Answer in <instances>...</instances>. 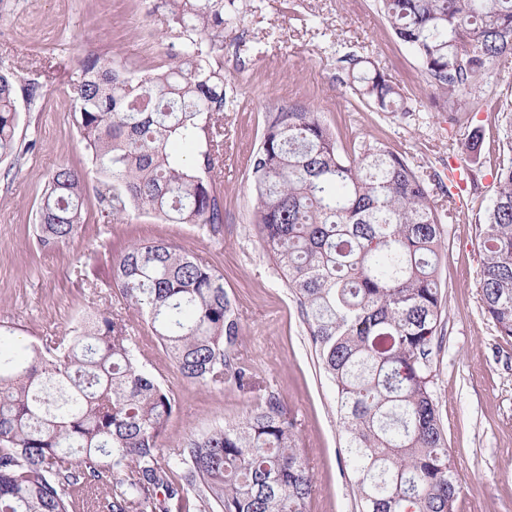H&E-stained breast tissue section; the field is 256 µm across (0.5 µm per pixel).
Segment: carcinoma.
<instances>
[{
	"mask_svg": "<svg viewBox=\"0 0 512 512\" xmlns=\"http://www.w3.org/2000/svg\"><path fill=\"white\" fill-rule=\"evenodd\" d=\"M420 60L442 106L512 54V0H378ZM175 52L142 78L95 53L71 73L73 123L100 176V218L132 210L171 224L224 223V29L235 0H160ZM345 83L377 112L418 102L368 58H339ZM39 87L0 73V162L18 151L16 99ZM253 223L297 301L336 388L362 512H454L460 485L430 388L442 320L444 229L435 188L404 156L362 140L349 152L319 113H269L253 155ZM85 175L60 166L36 213L56 248L85 223ZM480 299L512 338V158L498 164L479 225ZM127 305L147 316L184 378L248 391L239 322L221 276L165 242L129 243L113 266ZM176 408L133 352L128 322L94 315L52 343L0 325V512H306L313 477L298 429L273 393L245 419L187 439L175 460L158 439Z\"/></svg>",
	"mask_w": 512,
	"mask_h": 512,
	"instance_id": "1",
	"label": "carcinoma"
}]
</instances>
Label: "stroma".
Wrapping results in <instances>:
<instances>
[{
  "label": "stroma",
  "mask_w": 512,
  "mask_h": 512,
  "mask_svg": "<svg viewBox=\"0 0 512 512\" xmlns=\"http://www.w3.org/2000/svg\"><path fill=\"white\" fill-rule=\"evenodd\" d=\"M241 22L224 41L237 67L224 73L238 104L224 114V162L216 180L224 198L218 231L168 224L153 214L99 221L96 188L84 145L72 124L67 74L87 51L143 76L156 56L171 53L165 16L141 0H0V72L38 82L40 97H18L17 139L33 143L16 168L0 163V325L28 342L66 336L92 311L123 313L144 368L175 398L177 408L159 443L165 455L186 438L244 419L268 393L277 394L298 425V446L314 478L307 512H359L345 462L336 394L306 333L300 309L251 222L250 158L269 112L298 103L319 112L341 149L377 139L424 173L461 157L473 129L483 148L477 191L456 202L438 194L445 247L439 257L445 311L434 341L432 391L459 484L456 512H512V339L485 316L479 294L478 226L503 159L499 107L512 100V56L493 66L458 101L457 121L430 108L434 93L415 54L394 34L376 0H236ZM370 58L425 112L403 121L366 107L342 83L338 59ZM66 164L86 172L87 222L58 248H40L35 212L52 171ZM167 241L222 274L241 327L239 357L259 386L247 393L185 379L145 316L128 308L112 266L130 241Z\"/></svg>",
  "instance_id": "stroma-1"
}]
</instances>
